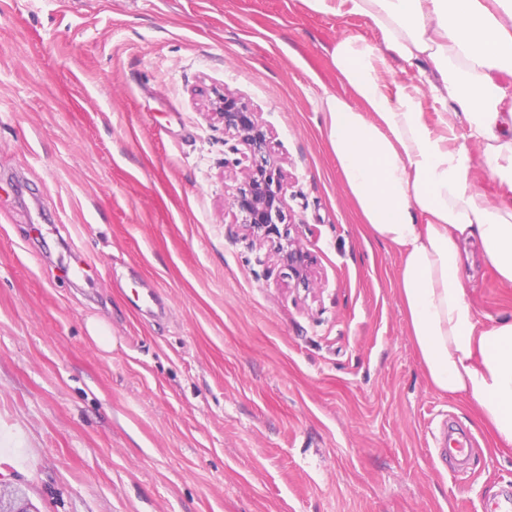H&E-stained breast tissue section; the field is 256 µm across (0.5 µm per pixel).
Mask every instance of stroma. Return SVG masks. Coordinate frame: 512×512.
<instances>
[{"mask_svg":"<svg viewBox=\"0 0 512 512\" xmlns=\"http://www.w3.org/2000/svg\"><path fill=\"white\" fill-rule=\"evenodd\" d=\"M348 31L372 29L302 0H0V485L37 512H495L512 492V451L430 383L399 253L332 154L318 103L345 91ZM227 89L272 133L310 288L230 207ZM471 275L481 321L511 318L512 284ZM144 283L166 315L133 307ZM448 420L466 468L433 450Z\"/></svg>","mask_w":512,"mask_h":512,"instance_id":"stroma-1","label":"stroma"}]
</instances>
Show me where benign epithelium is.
Listing matches in <instances>:
<instances>
[{"mask_svg":"<svg viewBox=\"0 0 512 512\" xmlns=\"http://www.w3.org/2000/svg\"><path fill=\"white\" fill-rule=\"evenodd\" d=\"M213 109L224 125V133L241 146V179L233 188L230 205L241 223L261 246H268L273 256L288 267L297 285L307 288L312 282L307 254L290 236L285 221L287 181L281 166L271 158L270 131L256 113L247 109L240 97L228 90L213 101ZM0 512H32L25 500L13 490L0 491Z\"/></svg>","mask_w":512,"mask_h":512,"instance_id":"7a95c632","label":"benign epithelium"}]
</instances>
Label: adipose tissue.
<instances>
[{
	"mask_svg": "<svg viewBox=\"0 0 512 512\" xmlns=\"http://www.w3.org/2000/svg\"><path fill=\"white\" fill-rule=\"evenodd\" d=\"M303 2L374 31L331 50L351 94L319 101L330 145L364 224L401 253L400 294L431 384L468 400L495 446L512 448V319L482 323L462 272L472 245L512 284V0Z\"/></svg>",
	"mask_w": 512,
	"mask_h": 512,
	"instance_id": "ef3b65f1",
	"label": "adipose tissue"
}]
</instances>
